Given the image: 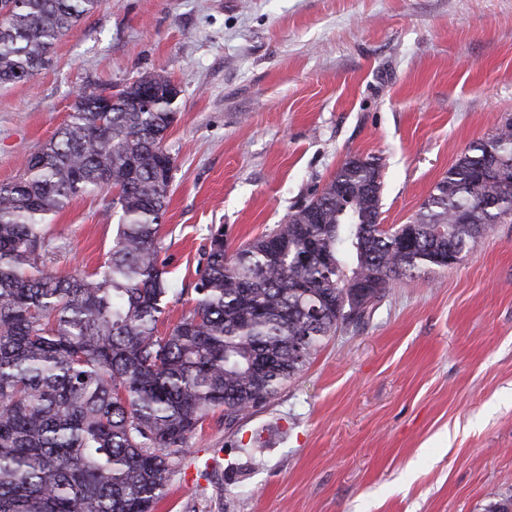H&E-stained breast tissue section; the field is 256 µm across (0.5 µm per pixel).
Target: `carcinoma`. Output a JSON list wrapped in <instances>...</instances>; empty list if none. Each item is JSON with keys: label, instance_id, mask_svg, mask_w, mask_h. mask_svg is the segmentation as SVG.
<instances>
[{"label": "carcinoma", "instance_id": "1", "mask_svg": "<svg viewBox=\"0 0 512 512\" xmlns=\"http://www.w3.org/2000/svg\"><path fill=\"white\" fill-rule=\"evenodd\" d=\"M99 3L0 0V87L33 78ZM180 93L163 70L81 89L0 184V512H155L209 412L232 423L256 411L396 285L512 223V119L461 153L404 226L381 228L379 160L345 162L232 254L224 225L211 227L194 306L162 333ZM103 188L120 212L107 258L50 272L45 224ZM358 278L366 297L350 295Z\"/></svg>", "mask_w": 512, "mask_h": 512}]
</instances>
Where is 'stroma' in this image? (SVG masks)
<instances>
[{
	"label": "stroma",
	"mask_w": 512,
	"mask_h": 512,
	"mask_svg": "<svg viewBox=\"0 0 512 512\" xmlns=\"http://www.w3.org/2000/svg\"><path fill=\"white\" fill-rule=\"evenodd\" d=\"M167 70L181 93L160 235L192 309L212 225L236 249L347 157L385 166L409 221L472 142L512 118V0H102L33 79L0 89V183L90 84ZM110 192L46 225L50 268L95 269ZM512 495V224L398 285L261 410L204 419L156 512H483Z\"/></svg>",
	"instance_id": "stroma-1"
}]
</instances>
